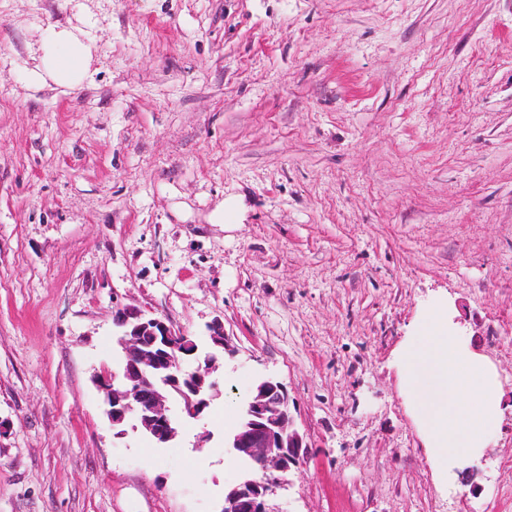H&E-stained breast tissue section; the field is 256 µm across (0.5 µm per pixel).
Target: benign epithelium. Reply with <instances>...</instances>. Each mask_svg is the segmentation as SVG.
I'll list each match as a JSON object with an SVG mask.
<instances>
[{
    "mask_svg": "<svg viewBox=\"0 0 512 512\" xmlns=\"http://www.w3.org/2000/svg\"><path fill=\"white\" fill-rule=\"evenodd\" d=\"M112 316L125 360L121 376L109 370L97 375L105 414L114 427L132 417L157 443H168L178 435L169 397L180 396L188 416L203 414L218 389L217 359L209 353L198 356V346L187 334L138 306L116 299ZM206 330L215 346L234 354L221 319L210 321ZM248 414V424L234 436L232 448L258 464L264 480L231 487L222 512H280L274 503L277 492L305 454L283 384L273 378L260 381L248 402Z\"/></svg>",
    "mask_w": 512,
    "mask_h": 512,
    "instance_id": "1",
    "label": "benign epithelium"
}]
</instances>
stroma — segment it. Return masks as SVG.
I'll return each instance as SVG.
<instances>
[{
  "label": "stroma",
  "mask_w": 512,
  "mask_h": 512,
  "mask_svg": "<svg viewBox=\"0 0 512 512\" xmlns=\"http://www.w3.org/2000/svg\"><path fill=\"white\" fill-rule=\"evenodd\" d=\"M51 26L76 88L31 82ZM116 295L235 349L170 443L103 414ZM438 300L502 397L443 477L399 361ZM509 340L512 0H0V512H221L264 376L308 445L281 512H512ZM74 30L56 26L46 29L41 45L42 63L32 71L35 84L49 79L60 87L72 89L88 76L91 45L83 40L84 31Z\"/></svg>",
  "instance_id": "1"
}]
</instances>
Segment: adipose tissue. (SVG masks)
Instances as JSON below:
<instances>
[{
  "mask_svg": "<svg viewBox=\"0 0 512 512\" xmlns=\"http://www.w3.org/2000/svg\"><path fill=\"white\" fill-rule=\"evenodd\" d=\"M41 49V64L32 72L34 83L51 81L72 89L88 76L91 46L85 42L82 30L49 27L43 35Z\"/></svg>",
  "mask_w": 512,
  "mask_h": 512,
  "instance_id": "adipose-tissue-1",
  "label": "adipose tissue"
}]
</instances>
